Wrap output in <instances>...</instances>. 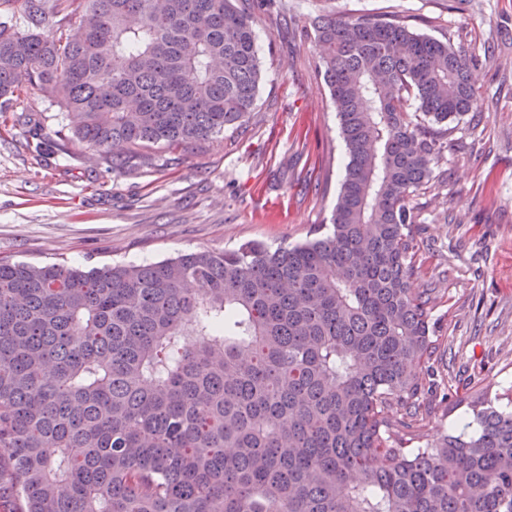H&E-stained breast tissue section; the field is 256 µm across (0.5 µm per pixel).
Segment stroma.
Segmentation results:
<instances>
[{"label": "stroma", "mask_w": 512, "mask_h": 512, "mask_svg": "<svg viewBox=\"0 0 512 512\" xmlns=\"http://www.w3.org/2000/svg\"><path fill=\"white\" fill-rule=\"evenodd\" d=\"M254 20L256 108L223 143L116 170L49 91L0 109V258L86 269L327 233L347 163L312 22L397 14L475 59L479 109L454 123L412 198L415 286L433 289L423 379L512 388V0H235Z\"/></svg>", "instance_id": "stroma-1"}]
</instances>
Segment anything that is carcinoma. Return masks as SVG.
Returning <instances> with one entry per match:
<instances>
[{
  "mask_svg": "<svg viewBox=\"0 0 512 512\" xmlns=\"http://www.w3.org/2000/svg\"><path fill=\"white\" fill-rule=\"evenodd\" d=\"M0 22V98L51 91L113 169L224 139L255 110L252 18L232 0H42ZM348 162L331 231L272 249L85 270L0 258V504L21 512H512V410L398 448L430 412L431 289L411 196L472 56L399 17L312 23ZM417 113L405 110L408 100Z\"/></svg>",
  "mask_w": 512,
  "mask_h": 512,
  "instance_id": "cac0c4a2",
  "label": "carcinoma"
}]
</instances>
